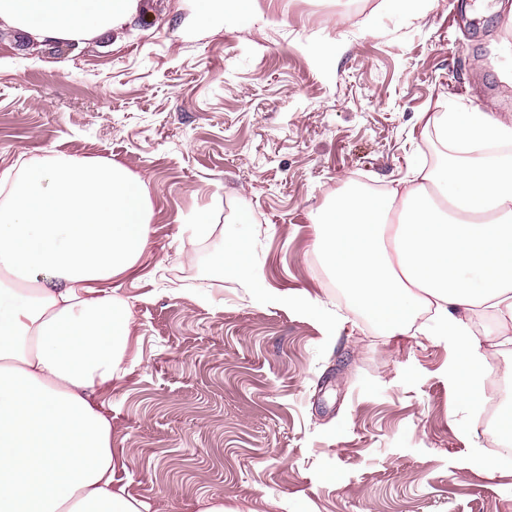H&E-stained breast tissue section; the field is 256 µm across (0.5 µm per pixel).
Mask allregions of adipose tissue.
<instances>
[{
  "label": "adipose tissue",
  "instance_id": "1",
  "mask_svg": "<svg viewBox=\"0 0 512 512\" xmlns=\"http://www.w3.org/2000/svg\"><path fill=\"white\" fill-rule=\"evenodd\" d=\"M134 0H0V22L37 40L112 33ZM448 157L383 194L345 193L316 218L314 250L350 306L388 334L432 312L456 356L462 402L482 400L491 351L481 311L512 343V119L463 109L435 118ZM151 201L129 167L55 152L0 170V512H147L113 488L112 422L96 396L123 378L131 305L107 283L151 242ZM254 239L227 237L222 271L255 305L306 306L262 287Z\"/></svg>",
  "mask_w": 512,
  "mask_h": 512
}]
</instances>
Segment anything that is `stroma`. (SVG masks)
Instances as JSON below:
<instances>
[{
	"instance_id": "35a3bbf8",
	"label": "stroma",
	"mask_w": 512,
	"mask_h": 512,
	"mask_svg": "<svg viewBox=\"0 0 512 512\" xmlns=\"http://www.w3.org/2000/svg\"><path fill=\"white\" fill-rule=\"evenodd\" d=\"M500 3L254 0L203 22L198 0H137L65 57L0 37V169L61 151L149 189L151 249L112 282L138 360L102 394L114 483L148 512H512V461L482 466L498 455L485 406L462 407L427 316L380 332L313 251L316 213L348 185L440 162L435 113L512 117ZM242 209L264 287L310 308L255 306L218 267Z\"/></svg>"
}]
</instances>
